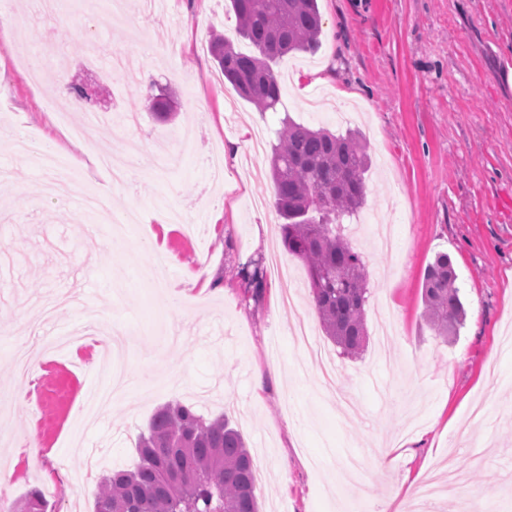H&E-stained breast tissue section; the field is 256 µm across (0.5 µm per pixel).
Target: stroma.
Segmentation results:
<instances>
[{
    "mask_svg": "<svg viewBox=\"0 0 512 512\" xmlns=\"http://www.w3.org/2000/svg\"><path fill=\"white\" fill-rule=\"evenodd\" d=\"M319 48L283 58L277 111L259 113L221 75L211 30L234 32L230 0H168L162 13L131 5L126 18L88 28L90 0H62L46 17L33 0H0L17 24L0 33V512H21L40 491L47 512H95L98 476L137 462L136 442L155 408L178 400L207 417L227 415L253 457L261 512H352V500L406 501L430 475L455 464L462 488L422 512H464V496L512 503V0H318ZM73 37L59 44L56 27ZM108 88L102 103L50 111L64 96L58 72ZM168 87L178 115L157 121L141 99ZM141 115L137 129L120 117ZM313 128L354 130L370 165L367 198L348 226L373 290L368 343L337 356L310 296L307 268L285 250L270 177L268 145L282 113ZM267 145L252 175L225 161L224 145L247 123ZM56 141L64 161L88 144L135 149L137 186L114 185L94 161L84 184L107 190L113 214L139 221L111 234L86 213L82 189L48 196V170L16 149L33 135ZM172 151L167 177L153 174L157 147ZM453 260L467 310L458 335L436 337L421 285L436 254ZM279 256L295 276L270 275L260 302L238 275L248 262ZM226 288L186 290L205 265ZM335 354L336 391L293 345L300 322ZM133 328L125 351L131 384L109 415L81 405L99 387L92 348L51 362L37 335ZM30 377L20 381L16 355ZM263 390H256V381ZM36 442L43 458L13 451ZM386 451L373 471L374 449ZM71 473L45 476L52 457Z\"/></svg>",
    "mask_w": 512,
    "mask_h": 512,
    "instance_id": "1",
    "label": "stroma"
}]
</instances>
